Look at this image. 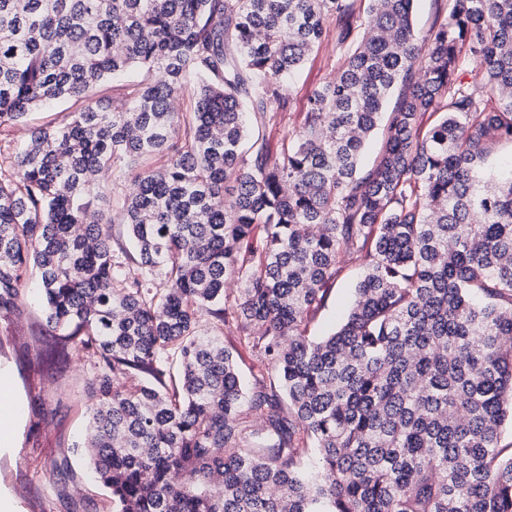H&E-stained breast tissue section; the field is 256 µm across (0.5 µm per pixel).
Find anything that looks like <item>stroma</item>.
I'll list each match as a JSON object with an SVG mask.
<instances>
[{"instance_id":"35a3bbf8","label":"stroma","mask_w":512,"mask_h":512,"mask_svg":"<svg viewBox=\"0 0 512 512\" xmlns=\"http://www.w3.org/2000/svg\"><path fill=\"white\" fill-rule=\"evenodd\" d=\"M340 65L332 42H324L286 86L287 111L260 124L271 152H279L285 134L298 127L307 95L328 81ZM365 261L346 257L325 308L313 325L314 336L333 332L353 301ZM21 318L0 314V380L15 389L2 418H15L9 442H0V512H111L107 489L91 481L74 445L89 427V363L81 355L69 362L37 364L34 355L55 331L45 321L36 282L22 290Z\"/></svg>"}]
</instances>
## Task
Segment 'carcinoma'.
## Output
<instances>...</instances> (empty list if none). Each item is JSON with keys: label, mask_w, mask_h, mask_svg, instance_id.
<instances>
[{"label": "carcinoma", "mask_w": 512, "mask_h": 512, "mask_svg": "<svg viewBox=\"0 0 512 512\" xmlns=\"http://www.w3.org/2000/svg\"><path fill=\"white\" fill-rule=\"evenodd\" d=\"M414 2L0 0V133L83 103L0 155V313L36 274L69 329L38 360L92 365L113 512H512V174L484 170L512 143V0H448L424 36ZM328 37L345 63L274 156L251 120ZM113 197L132 249L85 221ZM346 254L365 275L314 338ZM226 327L268 366L248 398Z\"/></svg>", "instance_id": "cac0c4a2"}]
</instances>
